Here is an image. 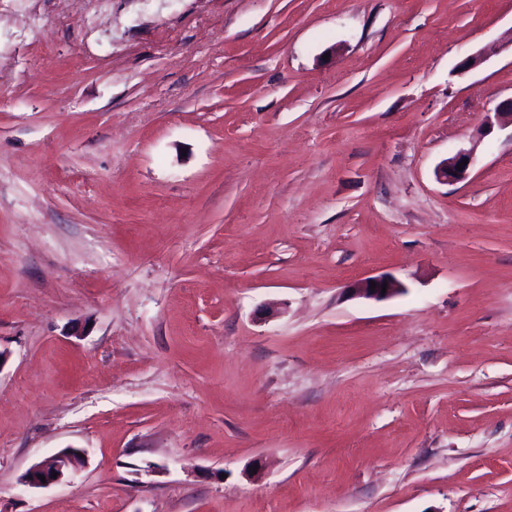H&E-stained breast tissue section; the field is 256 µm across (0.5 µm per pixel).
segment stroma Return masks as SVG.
Returning <instances> with one entry per match:
<instances>
[{
  "mask_svg": "<svg viewBox=\"0 0 512 512\" xmlns=\"http://www.w3.org/2000/svg\"><path fill=\"white\" fill-rule=\"evenodd\" d=\"M511 31L0 0V512H512V50L457 71ZM465 159H468V164L462 165V170H458V164ZM475 161L474 148L466 151H459L456 154L443 159L438 164L435 171L436 177L439 181L446 184H457L463 182L468 178L470 169L475 164ZM372 283H376L375 290H371ZM383 284H387L386 293H382ZM405 286L391 275L368 277L350 284L346 291L351 297H360L369 300H384L396 296L404 291ZM84 451L74 447L49 456L33 464L25 474V483L32 488H44L63 480L78 466L84 462ZM52 471L57 473V478H52ZM38 475L45 477V482L38 478Z\"/></svg>",
  "mask_w": 512,
  "mask_h": 512,
  "instance_id": "obj_1",
  "label": "stroma"
}]
</instances>
